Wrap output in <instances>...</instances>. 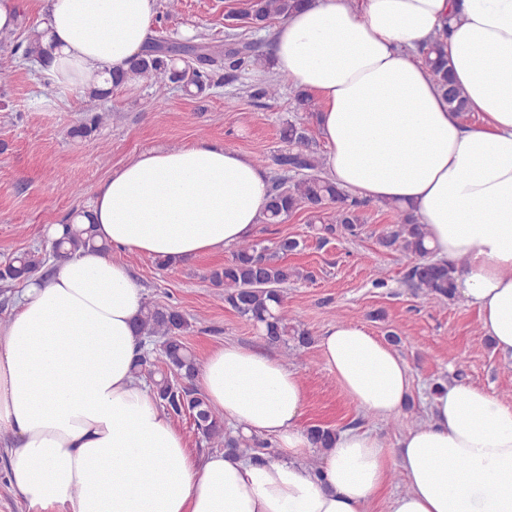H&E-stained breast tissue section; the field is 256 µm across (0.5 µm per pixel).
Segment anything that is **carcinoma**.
Wrapping results in <instances>:
<instances>
[{
    "instance_id": "carcinoma-1",
    "label": "carcinoma",
    "mask_w": 512,
    "mask_h": 512,
    "mask_svg": "<svg viewBox=\"0 0 512 512\" xmlns=\"http://www.w3.org/2000/svg\"><path fill=\"white\" fill-rule=\"evenodd\" d=\"M301 6V0H250L243 13H230L229 20H242L255 29H263L272 19H284ZM22 51L25 59L39 58L44 54L39 38L34 36L26 45L20 44L13 51ZM421 60L448 107L461 114L469 112L468 103L460 88L455 85L443 43L436 40L420 51ZM265 54L252 41L233 40L224 47L209 46L200 42V36L185 42L169 44L158 41L143 55L133 59L131 71L152 81L155 97L162 99L167 91L177 86L193 87L203 93L218 87L224 74H232L245 65H260ZM123 86V78L112 79V87L87 94L88 100L81 120L70 134L88 137L108 119L109 114L100 105L112 90ZM250 96L256 100H275L279 85L272 81L254 87ZM291 149L274 157L282 174L277 178L272 195L263 210L262 223L280 224L301 207L320 213L330 205L336 210L325 230L342 237H357L363 224L359 215L362 202L350 200L330 179L322 176L324 161L317 155L305 128L292 122L284 133ZM387 208L393 221L379 237V245L402 254L405 260L404 281L416 292L424 295L451 298L455 293L456 264L431 258L425 247L423 225L414 216L396 204ZM300 242L282 238L269 248L254 240H244L235 246L231 260L212 270L209 280L224 289V302L240 316L251 320L271 344L293 341V355L300 357L312 344L309 334L296 324V318L284 299L283 288L300 277L298 269L284 262V256L296 251ZM94 250L109 252V247L98 243L93 225H65V233L52 240L48 254L39 251L23 253L0 265V284L10 286L41 273L50 260L69 258L79 252ZM188 317L174 306L146 301L138 318L137 330L148 338H155L161 347L165 369H153L155 363L146 351L135 364V374H148L152 392L167 415L173 420L183 416L192 418L197 433L207 442L222 446L230 452L241 447L256 459L270 454V445L255 437L246 438L224 435V416L210 404L204 392L180 384L196 376L197 364L183 342L190 329Z\"/></svg>"
}]
</instances>
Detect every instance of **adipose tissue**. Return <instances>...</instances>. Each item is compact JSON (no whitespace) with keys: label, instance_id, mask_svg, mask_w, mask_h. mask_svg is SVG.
Here are the masks:
<instances>
[{"label":"adipose tissue","instance_id":"obj_1","mask_svg":"<svg viewBox=\"0 0 512 512\" xmlns=\"http://www.w3.org/2000/svg\"><path fill=\"white\" fill-rule=\"evenodd\" d=\"M157 0H47L40 27L59 97L102 88L153 34ZM447 31L451 73L476 121L449 109L416 51ZM272 71L319 102L327 176L357 200L392 202L423 224L435 258L457 262L456 294L512 354V0H310L272 32ZM269 177L207 140L143 152L96 189L87 214L110 248L182 263L251 237ZM143 295L125 265L87 251L30 284L0 324V443L31 507L58 512H370L392 471L389 512H512V405L461 378L390 454L376 434L313 443L298 419V374L227 343L197 371L211 404L245 435L271 439L257 462L195 457L135 377ZM323 359L362 411L397 417L409 366L362 326L339 321Z\"/></svg>","mask_w":512,"mask_h":512}]
</instances>
